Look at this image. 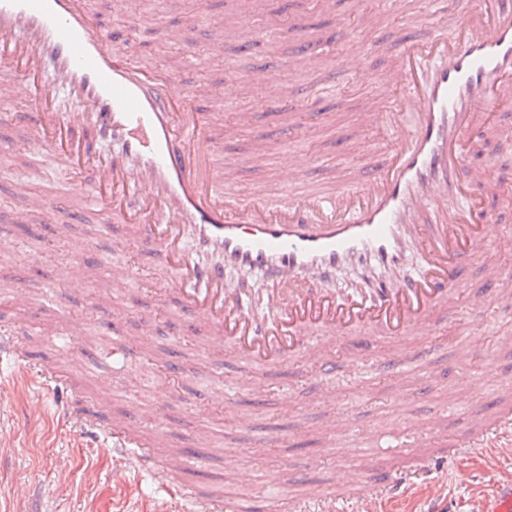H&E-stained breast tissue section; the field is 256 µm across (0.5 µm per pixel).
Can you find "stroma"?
<instances>
[{"mask_svg":"<svg viewBox=\"0 0 512 512\" xmlns=\"http://www.w3.org/2000/svg\"><path fill=\"white\" fill-rule=\"evenodd\" d=\"M171 2L96 0V10L102 25L130 33L142 55L162 58L186 82L224 85L242 60L278 86L274 99L267 84L257 83L237 97L203 96L197 103L205 117L215 110L251 115L233 141H225L223 123L212 131L247 199L275 184L293 151L302 155L303 174L313 183L345 179L363 162L378 132L363 127L359 115L381 110L386 99L346 66L348 36L367 33L378 49L363 66L382 73L397 63L408 14L431 11L430 0H379L381 25L371 32L362 0H329L326 9L317 0H209L199 23L185 21ZM135 13L142 23L132 30L128 19ZM219 35L220 54L212 49ZM322 41L335 47L329 62L302 57L306 43ZM314 99L319 110H307ZM32 110L25 97L0 96V212L16 216L0 223V280L25 289L21 299L0 289V322L50 325L53 336H26L27 349L36 361L56 366L74 405L93 411L107 427L140 426L143 443L164 460L187 454L196 462L166 484L143 471L126 472L104 443L67 427L55 414L53 396L38 395L21 367L0 359V512H155L163 502L169 512H181L177 490L185 485L255 499L260 512H286L285 497L336 491L340 473L364 478L363 435L392 438L396 447L382 464L398 467L428 454L427 435L460 438L463 425L512 405V302L481 303L488 283L477 261L468 266L467 286L452 311L435 315L429 333L339 339L326 346L323 360L299 355L256 371L265 385L261 396L245 392L213 404L204 381L234 384L243 380L242 369L227 353L213 354L211 336L157 282L153 270L162 256L143 244L138 226H107L93 213H79L72 188L83 175L57 170L49 155L25 153L30 131L23 118ZM500 121L503 132L480 164L489 180L512 186V110ZM259 134L269 155L262 167L251 161ZM36 197L53 201L50 216L30 209ZM79 259L97 268L92 292L75 289L49 300L52 280ZM116 263L134 272L129 290L113 284ZM116 337L132 355L122 371L98 358ZM476 339L493 350V362L467 356ZM393 356L402 367L390 365ZM201 434L210 447L197 446ZM261 439L270 447L257 448ZM242 455L252 458L249 480L227 482V464ZM490 469L483 457L437 469L434 482L446 512H473L488 491Z\"/></svg>","mask_w":512,"mask_h":512,"instance_id":"stroma-1","label":"stroma"}]
</instances>
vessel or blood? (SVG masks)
Listing matches in <instances>:
<instances>
[{"label":"vessel or blood","instance_id":"obj_1","mask_svg":"<svg viewBox=\"0 0 512 512\" xmlns=\"http://www.w3.org/2000/svg\"><path fill=\"white\" fill-rule=\"evenodd\" d=\"M449 14L447 28L428 38L403 36L395 69L369 77L394 93L387 111L363 117L384 131L367 162L312 189L302 185L301 163H289L281 178L295 192L286 198L270 188L242 202L195 110L197 87L101 29L93 0H0V61L10 66L0 95L33 102L31 153L52 155L62 171L92 172L78 188L85 207L139 225L163 256L158 280L197 325L243 365L279 364L318 356L326 340L428 332L478 256L488 259L494 301L512 295V277L489 257L499 217L488 201L498 189L469 161L470 144L496 133L499 102L512 101V0H475ZM265 79L239 63L225 95ZM61 84L79 109L58 110ZM230 270L253 276L266 308L225 288ZM73 288H92L76 268L51 292ZM138 436L116 430L107 446L133 470L172 476L151 454H131ZM511 446L512 408L504 406L467 428L447 456H499ZM426 464L422 457L386 473L371 462L369 479L341 481L321 512H378L381 498L423 480ZM183 497L190 512H253L250 500L203 488ZM477 509L512 512V479L493 481Z\"/></svg>","mask_w":512,"mask_h":512}]
</instances>
